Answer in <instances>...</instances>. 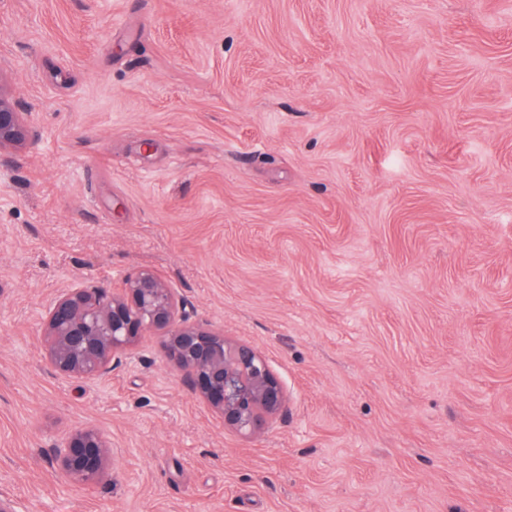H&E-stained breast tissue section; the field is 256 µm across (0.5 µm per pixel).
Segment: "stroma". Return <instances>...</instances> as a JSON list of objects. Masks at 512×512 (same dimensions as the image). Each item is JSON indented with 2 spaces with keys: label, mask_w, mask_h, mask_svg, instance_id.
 <instances>
[{
  "label": "stroma",
  "mask_w": 512,
  "mask_h": 512,
  "mask_svg": "<svg viewBox=\"0 0 512 512\" xmlns=\"http://www.w3.org/2000/svg\"><path fill=\"white\" fill-rule=\"evenodd\" d=\"M0 496L23 512H512V0H0ZM150 268L266 356L246 439L146 336L40 309ZM94 425L90 485L53 462ZM24 110L22 102L0 86V152L22 148L35 140L36 132L27 123ZM112 456L108 437L98 428L86 426L67 433L54 448L61 474L83 484L96 482Z\"/></svg>",
  "instance_id": "1"
}]
</instances>
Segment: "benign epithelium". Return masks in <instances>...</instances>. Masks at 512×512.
I'll list each match as a JSON object with an SVG mask.
<instances>
[{
    "label": "benign epithelium",
    "instance_id": "obj_1",
    "mask_svg": "<svg viewBox=\"0 0 512 512\" xmlns=\"http://www.w3.org/2000/svg\"><path fill=\"white\" fill-rule=\"evenodd\" d=\"M35 138L22 102L0 86V150L22 148ZM147 333L160 338L184 384L225 429L253 437L283 409L285 392L267 358L197 318L152 269L122 276L113 289L69 288L44 307L45 358L67 377L92 380L111 372ZM111 456V442L93 426L67 433L54 448L61 474L83 484L96 482Z\"/></svg>",
    "mask_w": 512,
    "mask_h": 512
}]
</instances>
